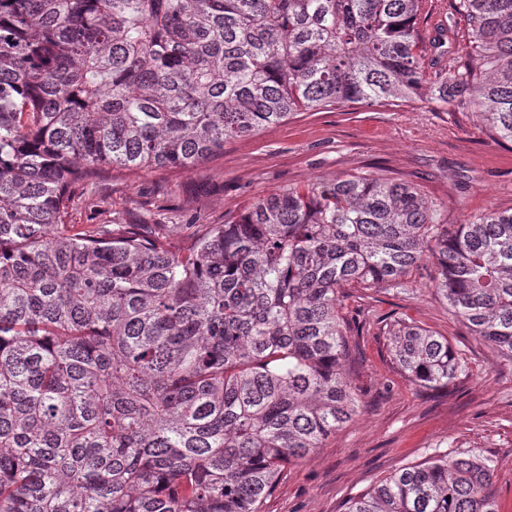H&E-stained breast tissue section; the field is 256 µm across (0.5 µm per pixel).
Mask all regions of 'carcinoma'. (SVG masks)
Here are the masks:
<instances>
[{"label": "carcinoma", "mask_w": 512, "mask_h": 512, "mask_svg": "<svg viewBox=\"0 0 512 512\" xmlns=\"http://www.w3.org/2000/svg\"><path fill=\"white\" fill-rule=\"evenodd\" d=\"M422 0H0V512H260L360 407L347 285L435 290L512 360V212L440 222L378 173L258 199L174 245L75 224L112 169H195L301 112L424 97L512 142V0H451L476 45L425 85ZM446 387L448 338L388 329ZM347 512H499L494 466L404 467Z\"/></svg>", "instance_id": "carcinoma-1"}]
</instances>
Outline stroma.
I'll return each instance as SVG.
<instances>
[{"label": "stroma", "instance_id": "1", "mask_svg": "<svg viewBox=\"0 0 512 512\" xmlns=\"http://www.w3.org/2000/svg\"><path fill=\"white\" fill-rule=\"evenodd\" d=\"M450 0H423L416 27L427 81L469 50L448 32ZM383 171L435 201L444 221L512 211V143L496 142L472 111L423 99L304 112L224 145L194 170L113 171L85 193L76 223L163 224L181 244L192 224L238 220L259 197L319 179ZM414 292L352 289L342 303L345 373L361 389L356 416L322 448L288 465L262 512H346L406 466L448 455L495 464L500 512H512V360L473 336L428 277ZM415 324L448 338L465 368L448 387L412 382L389 350L386 323Z\"/></svg>", "mask_w": 512, "mask_h": 512}]
</instances>
